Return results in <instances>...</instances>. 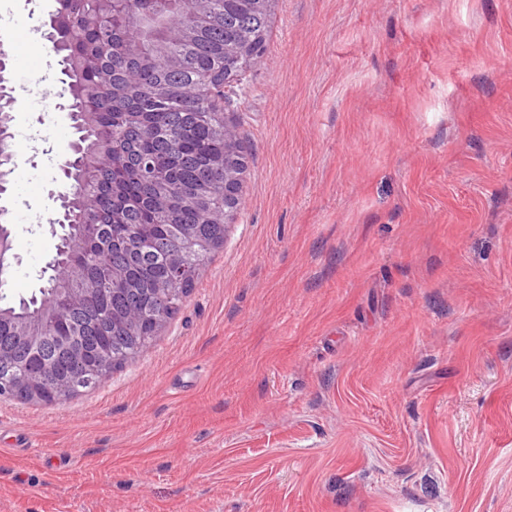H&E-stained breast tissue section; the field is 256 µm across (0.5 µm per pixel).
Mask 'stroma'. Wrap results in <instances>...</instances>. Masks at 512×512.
Here are the masks:
<instances>
[{"mask_svg":"<svg viewBox=\"0 0 512 512\" xmlns=\"http://www.w3.org/2000/svg\"><path fill=\"white\" fill-rule=\"evenodd\" d=\"M52 0H0L19 81ZM223 245L98 388L0 397V512H512V0H276ZM60 83L16 124L64 155ZM68 189L13 176L12 294Z\"/></svg>","mask_w":512,"mask_h":512,"instance_id":"35a3bbf8","label":"stroma"}]
</instances>
